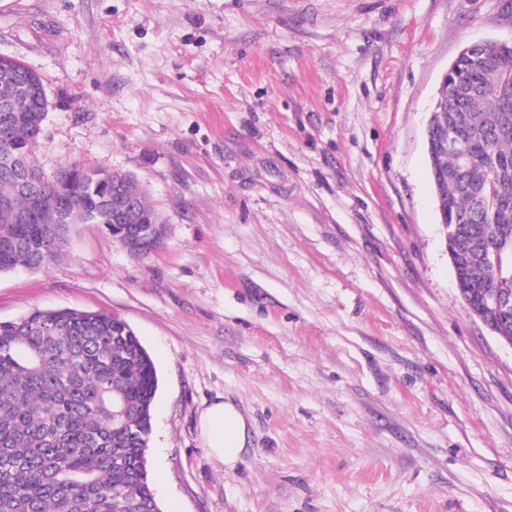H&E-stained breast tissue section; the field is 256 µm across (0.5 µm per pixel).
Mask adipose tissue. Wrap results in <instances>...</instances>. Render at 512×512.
<instances>
[{
    "instance_id": "obj_1",
    "label": "adipose tissue",
    "mask_w": 512,
    "mask_h": 512,
    "mask_svg": "<svg viewBox=\"0 0 512 512\" xmlns=\"http://www.w3.org/2000/svg\"><path fill=\"white\" fill-rule=\"evenodd\" d=\"M200 427L211 455L234 467L246 445L247 420L240 408L230 401L214 402L202 413Z\"/></svg>"
}]
</instances>
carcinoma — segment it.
Returning <instances> with one entry per match:
<instances>
[{
	"mask_svg": "<svg viewBox=\"0 0 512 512\" xmlns=\"http://www.w3.org/2000/svg\"><path fill=\"white\" fill-rule=\"evenodd\" d=\"M21 61H0V101L22 105L0 111V155L15 150L34 179L38 131L48 108L44 83ZM464 91L443 89L427 140L439 212L455 231V279L468 311H480L512 341V309L493 295L512 276L489 259L473 260L476 246L512 254V46L496 59L476 52L456 62ZM455 121L462 152L445 148L437 129ZM64 169L57 191L33 210L28 197L0 168V273L44 268L64 254L75 224L92 220L97 196L76 197L77 179ZM148 222L160 223L139 182ZM70 222L50 227L60 206ZM158 390L153 359L120 317L76 309L35 310L0 322V512H162L146 467L152 409Z\"/></svg>",
	"mask_w": 512,
	"mask_h": 512,
	"instance_id": "1",
	"label": "carcinoma"
}]
</instances>
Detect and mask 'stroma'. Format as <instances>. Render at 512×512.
<instances>
[{
	"label": "stroma",
	"mask_w": 512,
	"mask_h": 512,
	"mask_svg": "<svg viewBox=\"0 0 512 512\" xmlns=\"http://www.w3.org/2000/svg\"><path fill=\"white\" fill-rule=\"evenodd\" d=\"M512 0H0L44 79L35 162L134 175L166 238L101 224L0 274V322L126 321L158 372L163 512H512V348L465 308L426 126ZM247 419L228 468L199 429ZM200 427L210 454L232 468L240 460L246 445L247 420L230 401H216L200 417Z\"/></svg>",
	"instance_id": "obj_1"
}]
</instances>
